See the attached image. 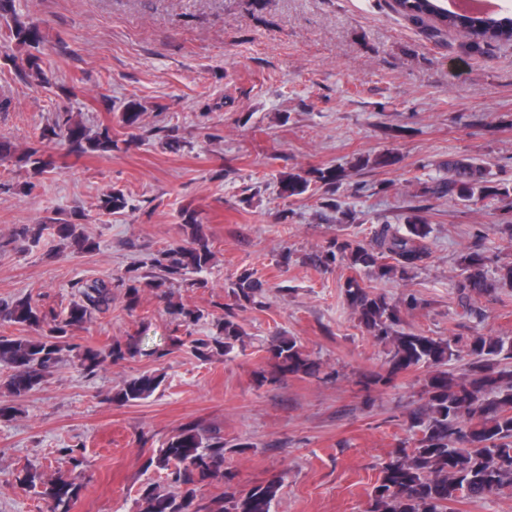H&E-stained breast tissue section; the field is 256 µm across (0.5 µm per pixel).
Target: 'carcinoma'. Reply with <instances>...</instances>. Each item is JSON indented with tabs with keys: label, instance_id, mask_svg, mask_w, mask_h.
<instances>
[{
	"label": "carcinoma",
	"instance_id": "cac0c4a2",
	"mask_svg": "<svg viewBox=\"0 0 512 512\" xmlns=\"http://www.w3.org/2000/svg\"><path fill=\"white\" fill-rule=\"evenodd\" d=\"M396 10L420 25L431 38L455 32L462 38L461 48L468 53L486 54L494 48L512 46V16L470 17L461 19L448 11L446 0H394ZM7 16L8 43L26 49L25 74L40 83H51L52 72L42 57L43 34L39 25L29 22L16 12L13 0H0V17ZM61 138L66 154L77 159L87 155L112 152L116 142L112 131L103 127L91 131L70 112H58L39 134V142ZM0 160H12L33 176H42L55 169L52 156L40 147H28L19 152L7 139L0 138ZM309 180L300 174H290L282 182L287 196L301 195L308 190ZM512 192L508 183L489 185L485 169L473 160L448 162V178L438 179L427 188L431 196L467 203H477L491 196ZM99 208L119 213L125 208L124 194L117 190L100 199ZM191 229L189 241L163 250L154 268L163 276L175 279L190 272H200L211 261L212 252L195 216H188ZM72 240L82 249L93 243L76 234L73 224H23L14 238L38 245L44 235ZM428 225L413 224L408 234H402L389 224L376 230L368 245L348 240H335L328 250L315 257L319 264L347 262L351 268H373L380 278H404L428 257L424 242ZM463 277L458 282L465 313L474 314L471 302L496 289L485 271V257L473 252L461 264ZM157 275L146 272L128 280L130 303L137 301L139 290L156 287ZM263 285L249 274L240 275L232 288L238 307L256 303ZM81 301L73 304L61 316L54 310H44L27 298L0 304V324L44 329L38 339L0 335V362L13 368L8 386L19 397L39 386L67 354L77 358L82 370L93 373L107 362H118L137 352V343L116 344L109 350L72 345L65 341L68 332L80 328L95 313L110 309L112 279H96L79 285ZM347 301L372 336L391 345L389 369L379 380L391 381L401 372L422 363L432 367L425 391V403L411 413L410 428L417 430L411 449H401L382 470L379 485L374 487L365 512H451L449 504L461 497L482 498L503 488L512 489V367L498 360L503 354L512 359V343L499 337L473 336L466 340L433 338L399 328L400 306L383 294H373L350 278L345 284ZM217 337L208 343L192 339L194 350L204 353L213 347L229 353L240 340L242 329L234 309L224 310L216 322ZM273 367L261 373L264 381H279L288 376H314L318 368L296 338L275 337L269 347ZM463 362L458 372L446 369L451 361ZM161 379L142 374L126 382L116 394L122 404L150 397ZM224 441L204 437L197 425L189 423L159 451L156 460L149 461L166 472L174 494H162L150 484L140 490L136 504L138 512H201L196 505L198 485L207 480L224 481V504L216 512H271L281 483L273 481L249 489L230 485L234 475L224 468ZM79 475H59L46 481L38 470L23 468L20 485L51 501V512H72L78 497Z\"/></svg>",
	"mask_w": 512,
	"mask_h": 512
}]
</instances>
